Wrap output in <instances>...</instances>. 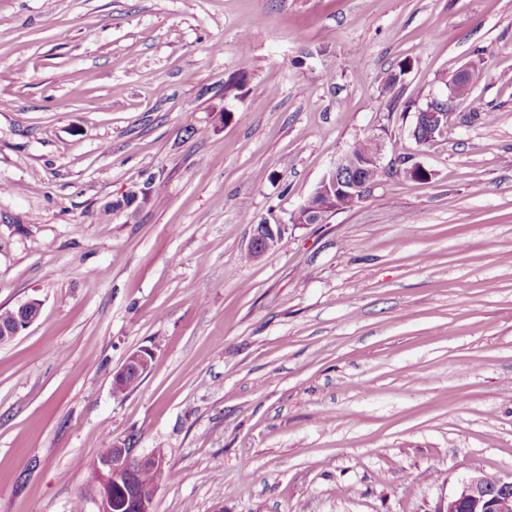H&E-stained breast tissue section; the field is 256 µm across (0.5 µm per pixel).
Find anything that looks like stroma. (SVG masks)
<instances>
[{
  "label": "stroma",
  "mask_w": 512,
  "mask_h": 512,
  "mask_svg": "<svg viewBox=\"0 0 512 512\" xmlns=\"http://www.w3.org/2000/svg\"><path fill=\"white\" fill-rule=\"evenodd\" d=\"M468 64L482 110L417 144L399 103ZM365 137L366 197L291 223ZM260 221L286 231L255 259ZM31 299L0 512H72L127 438L177 475L154 512H434L512 478V0H0V310ZM375 143L370 138H364L355 142L349 150L344 154L345 166L358 174L361 181L365 182L368 186V193L371 185L379 176V171L366 167L363 163L368 162V157L374 152ZM381 146L377 144L376 150L369 159V165L372 167L380 168ZM152 355L153 354L151 352L148 354L145 351L130 353L126 358L124 365L117 371L113 372L112 387L124 383L127 375L132 370H136L138 374H142L143 376L150 364Z\"/></svg>",
  "instance_id": "35a3bbf8"
}]
</instances>
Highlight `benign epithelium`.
Returning a JSON list of instances; mask_svg holds the SVG:
<instances>
[{"label": "benign epithelium", "mask_w": 512, "mask_h": 512, "mask_svg": "<svg viewBox=\"0 0 512 512\" xmlns=\"http://www.w3.org/2000/svg\"><path fill=\"white\" fill-rule=\"evenodd\" d=\"M449 108L437 112L417 113L416 123L427 130V137L433 139L442 134L448 124ZM365 195V187L358 178L348 175L344 170L343 160H338L322 177L313 194L302 205L305 216L324 223L333 212L330 200L348 207L354 205ZM286 229L284 224H255L249 245V253L260 258L272 250L280 241ZM41 304L38 300H29L16 307L15 321L4 332V338L11 339L31 325L39 316ZM152 354L144 351L131 353L124 365L113 372L112 385H120L130 371L145 374ZM112 459L96 461L94 470L99 481L92 487L91 494L98 506V512H112L113 494L123 488L127 472L134 466L148 467L152 470L165 471V456L156 450L144 455H137L126 442L112 443ZM433 512H512V479H498L496 485L487 484L482 473L465 476L453 492L441 498Z\"/></svg>", "instance_id": "7a95c632"}]
</instances>
